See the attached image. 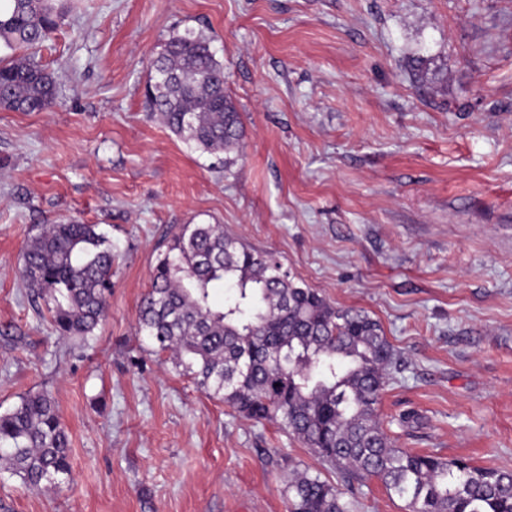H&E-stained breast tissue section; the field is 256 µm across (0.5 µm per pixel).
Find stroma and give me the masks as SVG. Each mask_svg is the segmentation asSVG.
<instances>
[{
  "mask_svg": "<svg viewBox=\"0 0 512 512\" xmlns=\"http://www.w3.org/2000/svg\"><path fill=\"white\" fill-rule=\"evenodd\" d=\"M63 5L35 57L54 109H0V413L50 392L73 481L31 491L0 471V512H288L296 462L340 484L138 335L182 224L223 225L380 322L403 360L379 404L396 447L512 470V0ZM188 28L224 64L243 153L189 146L144 109L154 60ZM68 219L114 254L85 345L20 277L41 225Z\"/></svg>",
  "mask_w": 512,
  "mask_h": 512,
  "instance_id": "obj_1",
  "label": "stroma"
}]
</instances>
